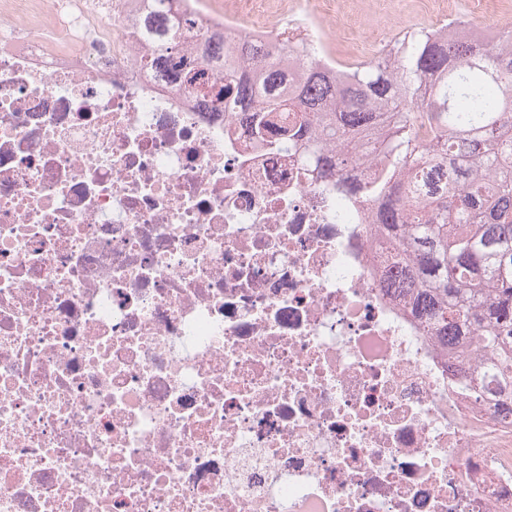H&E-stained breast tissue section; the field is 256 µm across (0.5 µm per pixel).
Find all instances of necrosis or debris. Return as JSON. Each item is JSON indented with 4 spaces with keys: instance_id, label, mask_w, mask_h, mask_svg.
Listing matches in <instances>:
<instances>
[{
    "instance_id": "1",
    "label": "necrosis or debris",
    "mask_w": 512,
    "mask_h": 512,
    "mask_svg": "<svg viewBox=\"0 0 512 512\" xmlns=\"http://www.w3.org/2000/svg\"><path fill=\"white\" fill-rule=\"evenodd\" d=\"M332 0H292L323 56ZM145 0H0V512H512V390L369 207L188 76ZM267 41L269 0H239Z\"/></svg>"
}]
</instances>
